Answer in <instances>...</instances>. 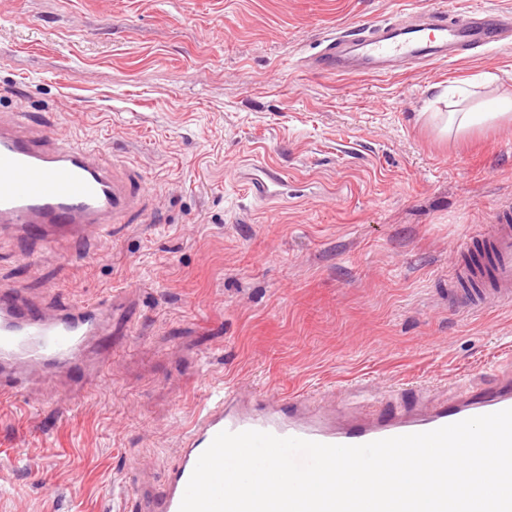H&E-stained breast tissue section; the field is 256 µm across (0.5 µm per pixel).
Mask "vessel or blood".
Listing matches in <instances>:
<instances>
[{
	"label": "vessel or blood",
	"mask_w": 512,
	"mask_h": 512,
	"mask_svg": "<svg viewBox=\"0 0 512 512\" xmlns=\"http://www.w3.org/2000/svg\"><path fill=\"white\" fill-rule=\"evenodd\" d=\"M512 41V12L470 7L463 17L447 10L401 13L387 22L346 30L327 38L314 63L339 74L391 72L397 65H424L462 60L473 51ZM24 113L0 122V237L41 232L45 242L80 240L107 231L142 204L143 187L133 184L119 162H105L98 149L57 137L52 129L31 133ZM471 244L480 245L487 267L456 266L457 280L483 281L481 289L464 292L466 309L478 311L488 299L512 307V217L496 224L473 226ZM122 297L113 295L64 308H48L20 288L0 290V396L13 397L41 380L82 369L95 382L108 350L100 337L126 335ZM512 408V379L505 377L471 396L433 409L366 420L336 422L328 412L312 409L307 395L288 403L270 399L256 414L238 400L234 389L211 392L184 435L178 460L164 471L157 493L140 500L138 512H179L201 454L224 430H257L278 437H297L334 445L369 442L431 431L471 417Z\"/></svg>",
	"instance_id": "1"
}]
</instances>
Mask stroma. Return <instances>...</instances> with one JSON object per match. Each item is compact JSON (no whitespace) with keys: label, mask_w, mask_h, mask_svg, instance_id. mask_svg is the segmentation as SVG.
<instances>
[{"label":"stroma","mask_w":512,"mask_h":512,"mask_svg":"<svg viewBox=\"0 0 512 512\" xmlns=\"http://www.w3.org/2000/svg\"><path fill=\"white\" fill-rule=\"evenodd\" d=\"M512 0H0V120L134 167L147 209L82 242L0 238V287L123 294L135 325L80 396L0 400V512H136L215 389L340 418L453 402L512 371V308L449 302L473 225L512 209V122L441 136L432 88L512 93V43L328 74L325 38ZM282 172L278 197L249 186Z\"/></svg>","instance_id":"1"}]
</instances>
